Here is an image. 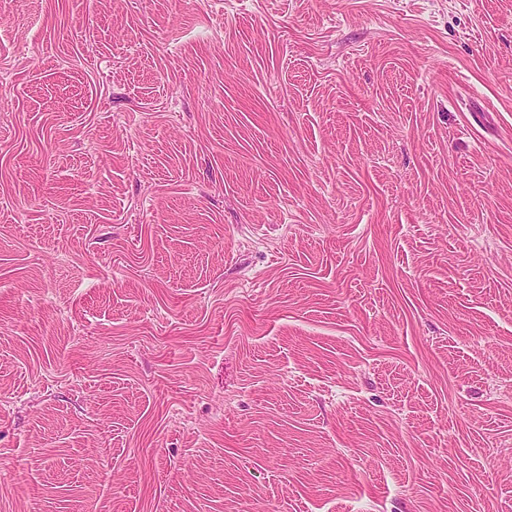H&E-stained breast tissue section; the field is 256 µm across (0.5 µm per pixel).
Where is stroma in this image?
<instances>
[{"mask_svg": "<svg viewBox=\"0 0 512 512\" xmlns=\"http://www.w3.org/2000/svg\"><path fill=\"white\" fill-rule=\"evenodd\" d=\"M0 512H512V0H0Z\"/></svg>", "mask_w": 512, "mask_h": 512, "instance_id": "1", "label": "stroma"}]
</instances>
